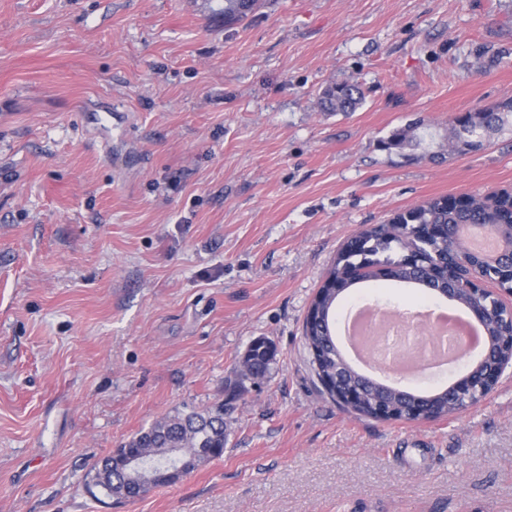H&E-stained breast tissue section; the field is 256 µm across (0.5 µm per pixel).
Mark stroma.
<instances>
[{
    "label": "stroma",
    "mask_w": 512,
    "mask_h": 512,
    "mask_svg": "<svg viewBox=\"0 0 512 512\" xmlns=\"http://www.w3.org/2000/svg\"><path fill=\"white\" fill-rule=\"evenodd\" d=\"M0 0V512H512V367L423 422L341 407L303 322L337 249L441 195L512 191V0ZM361 85L354 112L323 90ZM415 159L382 146L416 119ZM414 290L350 288L336 321ZM259 337L270 373L240 381ZM243 388L214 458L132 501L93 467ZM258 0H224V23L233 24L246 18ZM364 101V92L356 83H339L328 86L321 96L322 109L326 112H354ZM464 131L475 139L462 140V131L457 129L455 123H451L452 145L458 153H466L475 150L483 145L481 138L489 131L499 130L509 118L512 120V100H506L494 108H477L464 113Z\"/></svg>",
    "instance_id": "1"
}]
</instances>
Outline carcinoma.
<instances>
[{"label": "carcinoma", "instance_id": "obj_1", "mask_svg": "<svg viewBox=\"0 0 512 512\" xmlns=\"http://www.w3.org/2000/svg\"><path fill=\"white\" fill-rule=\"evenodd\" d=\"M258 0H224V23L233 24L246 18ZM364 101V92L356 83H339L324 89L322 109L326 112H354ZM512 119V100H506L494 108H477L465 113L464 131L452 125V145L459 153L475 150L483 145L481 138L489 131L498 130ZM418 119L391 132L382 147L390 149H416L424 142L419 130L426 129ZM458 224H512V193H491L484 197L465 196L459 201L454 196H440L413 208L395 214L387 223L373 225L358 233L354 243L339 249L329 272L336 281L337 290L324 292L315 304L316 313L304 321V338L307 348L315 349L317 360H309L310 366L318 365L323 373L336 371V336L333 333V307L338 296L359 283L351 276V268L366 262L384 267L386 280L399 283L419 284L432 291L448 287L446 271L452 267L455 257L466 256L472 271L490 280L512 264V240L502 242V255L492 260L457 242L453 237ZM485 333L495 339L512 336V324L501 318H491L485 324ZM275 345L262 337L253 340L244 361L249 369L241 372V379L255 380L265 377L275 362ZM238 395L237 387L229 388L225 400L202 412L190 411L174 415L154 423L127 440L117 451L103 459L95 467L93 484L106 496L117 499L140 498L152 488L170 483L196 470L207 458L194 452L199 447L212 448V457L223 455L227 435L224 415ZM408 393L389 390L377 380L363 382L361 406L354 410L359 416L376 419L375 409L405 414L410 410ZM435 418L448 415V392L428 395ZM183 448L182 469L169 478L142 483L133 493L125 492L124 463L129 456H145L150 467L162 469L169 464L167 449Z\"/></svg>", "mask_w": 512, "mask_h": 512}]
</instances>
